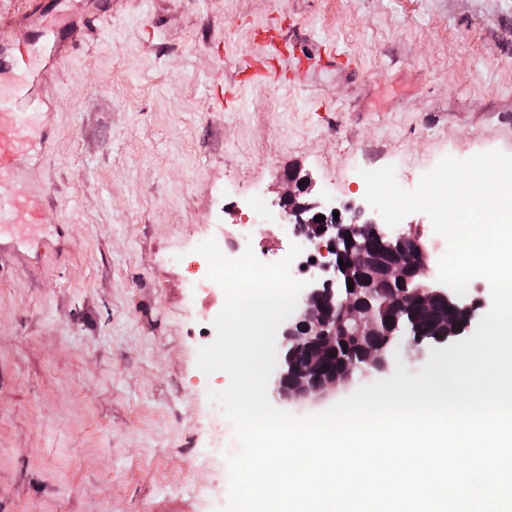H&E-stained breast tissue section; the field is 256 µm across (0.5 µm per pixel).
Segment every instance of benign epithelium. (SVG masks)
Segmentation results:
<instances>
[{
	"label": "benign epithelium",
	"mask_w": 512,
	"mask_h": 512,
	"mask_svg": "<svg viewBox=\"0 0 512 512\" xmlns=\"http://www.w3.org/2000/svg\"><path fill=\"white\" fill-rule=\"evenodd\" d=\"M311 183L294 173L278 205L289 225L294 243L305 253H317L322 260L306 279L296 310L281 325L275 337L277 364L274 377L283 397L320 396L352 375L384 372L396 360L398 348L414 350L420 360L431 350L462 335L476 317L479 306L468 304L453 289L434 286L432 254L419 237L398 232L379 222L376 213L360 207L350 221L335 219L332 203L310 198ZM323 215L325 220L315 221ZM306 230H300V225ZM373 265L375 270L362 281V287L348 289L354 271ZM392 288L382 309L372 304L381 285ZM448 302L455 315L440 322L428 336L415 334L410 321L418 310L436 301ZM384 335L381 344L374 337ZM353 336L361 342L359 358L343 359L336 365V337ZM300 343L310 347L308 364L298 370L289 363V348Z\"/></svg>",
	"instance_id": "benign-epithelium-1"
}]
</instances>
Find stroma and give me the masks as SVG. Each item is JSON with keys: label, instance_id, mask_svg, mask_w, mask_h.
I'll use <instances>...</instances> for the list:
<instances>
[{"label": "stroma", "instance_id": "1", "mask_svg": "<svg viewBox=\"0 0 512 512\" xmlns=\"http://www.w3.org/2000/svg\"><path fill=\"white\" fill-rule=\"evenodd\" d=\"M273 33L343 65L290 82ZM0 35L45 129L4 187L45 205L38 243L0 228V512H218L239 445L197 365L225 293L196 246L239 227L282 260L296 170L348 218L362 171L512 154V0H0ZM265 56L281 80L245 82Z\"/></svg>", "mask_w": 512, "mask_h": 512}]
</instances>
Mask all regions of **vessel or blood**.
Segmentation results:
<instances>
[{
    "mask_svg": "<svg viewBox=\"0 0 512 512\" xmlns=\"http://www.w3.org/2000/svg\"><path fill=\"white\" fill-rule=\"evenodd\" d=\"M32 95V88H17L7 100H0V185L10 178L20 157L43 140L29 116ZM41 207L38 193L18 199L0 196V224L39 223Z\"/></svg>",
    "mask_w": 512,
    "mask_h": 512,
    "instance_id": "b4317fda",
    "label": "vessel or blood"
}]
</instances>
